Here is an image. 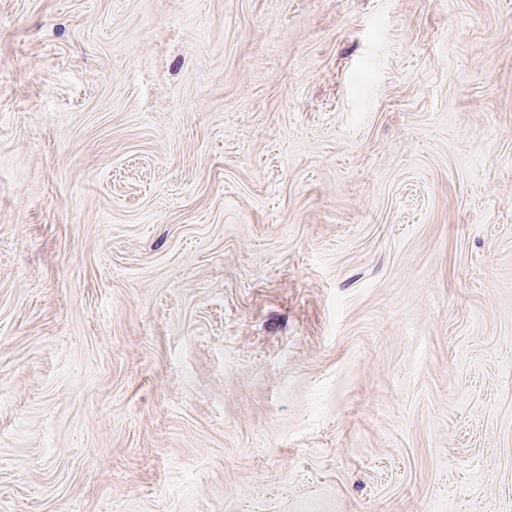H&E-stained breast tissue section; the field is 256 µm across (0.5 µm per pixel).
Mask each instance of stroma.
Instances as JSON below:
<instances>
[{
  "instance_id": "obj_1",
  "label": "stroma",
  "mask_w": 512,
  "mask_h": 512,
  "mask_svg": "<svg viewBox=\"0 0 512 512\" xmlns=\"http://www.w3.org/2000/svg\"><path fill=\"white\" fill-rule=\"evenodd\" d=\"M0 512H512V0H0Z\"/></svg>"
}]
</instances>
